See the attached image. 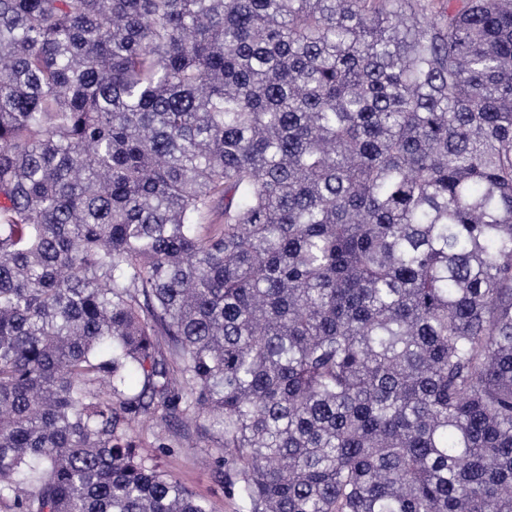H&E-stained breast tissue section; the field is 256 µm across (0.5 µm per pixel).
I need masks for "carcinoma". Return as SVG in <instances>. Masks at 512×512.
<instances>
[{
    "label": "carcinoma",
    "instance_id": "cac0c4a2",
    "mask_svg": "<svg viewBox=\"0 0 512 512\" xmlns=\"http://www.w3.org/2000/svg\"><path fill=\"white\" fill-rule=\"evenodd\" d=\"M142 416L244 512H512V0H0V505L215 512ZM152 422L137 427L140 435L139 452L152 459L159 468L179 479L198 496L207 499L215 512H242V504L236 496L227 492L224 481L215 474L212 443L207 435L197 431L195 423L172 425L163 434V440L156 438ZM189 435L196 448H186L184 436ZM165 443L168 448H159Z\"/></svg>",
    "mask_w": 512,
    "mask_h": 512
}]
</instances>
